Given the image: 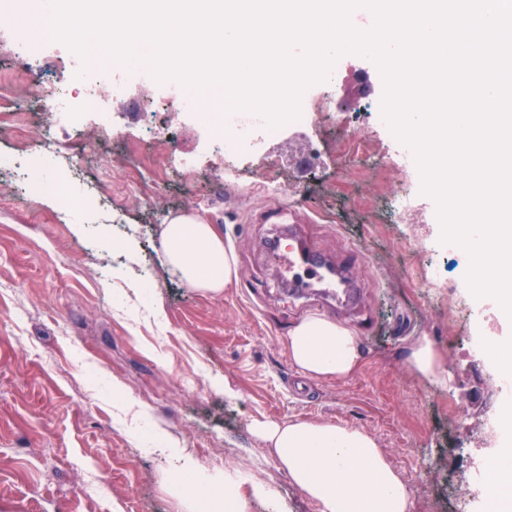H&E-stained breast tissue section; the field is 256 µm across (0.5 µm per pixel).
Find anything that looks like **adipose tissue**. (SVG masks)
Instances as JSON below:
<instances>
[{
	"instance_id": "obj_1",
	"label": "adipose tissue",
	"mask_w": 512,
	"mask_h": 512,
	"mask_svg": "<svg viewBox=\"0 0 512 512\" xmlns=\"http://www.w3.org/2000/svg\"><path fill=\"white\" fill-rule=\"evenodd\" d=\"M166 265L191 287L220 292L237 274L233 251L215 225L190 215H178L161 231ZM286 349L292 363L311 378L344 380L361 366L363 355L356 333L321 317H310L288 333ZM254 431L295 487L314 501L318 512H411L402 475L389 463L368 432L308 420L258 422ZM248 484L249 497L236 496V512H248L249 498L274 502L272 488L237 471L221 476L197 475L201 494L216 487L233 492Z\"/></svg>"
}]
</instances>
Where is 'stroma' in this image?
Listing matches in <instances>:
<instances>
[{
  "label": "stroma",
  "instance_id": "obj_1",
  "mask_svg": "<svg viewBox=\"0 0 512 512\" xmlns=\"http://www.w3.org/2000/svg\"><path fill=\"white\" fill-rule=\"evenodd\" d=\"M9 2L0 0V44L35 67L10 77L20 117L0 121V155L51 184L75 144L60 135L44 154L39 96L71 50L51 37L14 40ZM103 68L122 92L75 104L82 176L49 205L16 198L12 174L0 172V512H193L194 491L174 484L191 469L228 468L270 485L280 512H317L252 429L294 419L373 435L412 512H489L487 428L512 386L498 384L487 351L463 347L511 337L512 322L471 292L469 253L446 251L419 170L401 167L394 140L368 121L384 95L377 64L359 54L343 66L332 94L348 98L346 111L313 113L228 161L193 112L145 115L173 81L96 57L67 79L79 85ZM270 173L275 195L261 190ZM407 186L417 213L401 224L391 201ZM275 205L324 257L358 271L357 306L326 313L374 326L347 380L303 377L288 357L289 330L315 316L319 298L276 273L269 243L281 228L265 221ZM184 213L216 225L236 257L221 293L162 264V222ZM115 235L127 241L119 258ZM422 336L442 355L447 385L406 364Z\"/></svg>",
  "mask_w": 512,
  "mask_h": 512
}]
</instances>
